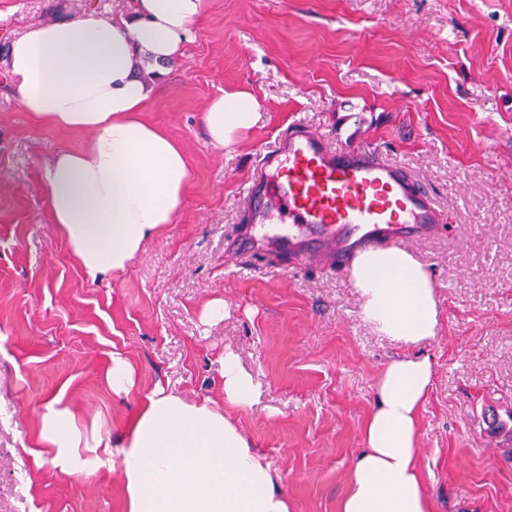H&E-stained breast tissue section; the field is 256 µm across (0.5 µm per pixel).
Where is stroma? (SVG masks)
Returning <instances> with one entry per match:
<instances>
[{
    "mask_svg": "<svg viewBox=\"0 0 512 512\" xmlns=\"http://www.w3.org/2000/svg\"><path fill=\"white\" fill-rule=\"evenodd\" d=\"M133 0H0V512H127L120 441L161 385L221 401L234 352L261 388L225 407L276 477L288 512H340L376 382L418 354L434 366L418 431L433 512H512V0H209L145 114L190 171L172 224L120 273L90 277L52 224L45 165L87 134L38 124L6 72L11 39L95 8L125 21ZM257 124L210 144L206 103L236 91ZM300 122L341 147L376 148L433 189L448 230L413 246L440 323L407 346L366 322L346 266L268 254L227 260L243 230L256 153ZM223 321L204 322L211 300ZM135 372L115 395L113 355ZM73 408L109 445L104 466L64 474L39 441L47 403Z\"/></svg>",
    "mask_w": 512,
    "mask_h": 512,
    "instance_id": "obj_1",
    "label": "stroma"
}]
</instances>
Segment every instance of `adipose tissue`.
<instances>
[{"mask_svg": "<svg viewBox=\"0 0 512 512\" xmlns=\"http://www.w3.org/2000/svg\"><path fill=\"white\" fill-rule=\"evenodd\" d=\"M207 10L208 0H135L123 23L89 9L10 43L8 74L23 109L42 124L90 135L82 150H58L43 178L51 221L89 276L124 271L186 197V159L144 118L153 89L139 70L177 58ZM257 108L252 94L238 91L213 98L200 120L211 143L224 147L255 125ZM351 276L365 318L380 332L410 346L435 336L433 280L411 253L359 252ZM220 377L224 405L255 402L257 388L235 354L225 353ZM432 377L426 358L385 367L341 512H432L418 463L419 413ZM223 407L189 403L159 386L146 395L121 442L128 512H288L268 466ZM39 437L70 476L81 475L102 445L56 400Z\"/></svg>", "mask_w": 512, "mask_h": 512, "instance_id": "obj_1", "label": "adipose tissue"}]
</instances>
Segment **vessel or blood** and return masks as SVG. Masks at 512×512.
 <instances>
[{
    "label": "vessel or blood",
    "instance_id": "obj_1",
    "mask_svg": "<svg viewBox=\"0 0 512 512\" xmlns=\"http://www.w3.org/2000/svg\"><path fill=\"white\" fill-rule=\"evenodd\" d=\"M244 196L250 229L229 250L243 260L328 253L342 265L369 248L431 239L447 221L433 191L401 165L361 145L332 147L299 123L260 149Z\"/></svg>",
    "mask_w": 512,
    "mask_h": 512
}]
</instances>
